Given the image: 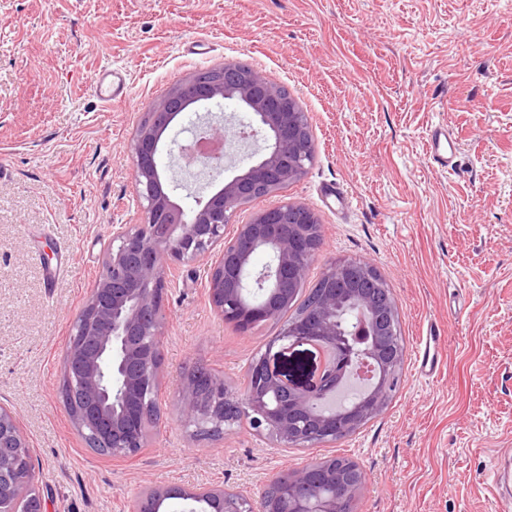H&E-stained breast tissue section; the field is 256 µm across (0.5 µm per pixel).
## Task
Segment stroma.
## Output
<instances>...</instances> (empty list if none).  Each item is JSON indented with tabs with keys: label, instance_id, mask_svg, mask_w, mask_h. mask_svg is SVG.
Here are the masks:
<instances>
[{
	"label": "stroma",
	"instance_id": "obj_1",
	"mask_svg": "<svg viewBox=\"0 0 512 512\" xmlns=\"http://www.w3.org/2000/svg\"><path fill=\"white\" fill-rule=\"evenodd\" d=\"M239 63L298 97L315 158L280 202L315 210L323 246L307 285L338 260L370 263L400 309L401 384L386 410L321 448H278L248 422L217 440L179 422L186 371L234 389L281 325L246 332L212 307L203 263L175 265L158 401L133 457L88 448L61 398L74 314L116 224H139L133 138L194 73ZM128 78L101 103L94 72ZM458 140L455 170L429 130ZM67 273L45 281L62 247ZM439 371L421 377L423 336ZM0 404L33 449L45 512H127L146 490L224 487L259 499L278 474L345 457L366 482L354 512H512L490 461L512 449V0H0ZM430 153L434 163L441 169H453L456 158V141L444 127L436 125L430 130Z\"/></svg>",
	"mask_w": 512,
	"mask_h": 512
}]
</instances>
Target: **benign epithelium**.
I'll list each match as a JSON object with an SVG mask.
<instances>
[{
	"label": "benign epithelium",
	"mask_w": 512,
	"mask_h": 512,
	"mask_svg": "<svg viewBox=\"0 0 512 512\" xmlns=\"http://www.w3.org/2000/svg\"><path fill=\"white\" fill-rule=\"evenodd\" d=\"M232 101L251 114L248 128L261 139L256 160L218 183L208 197L185 212L166 174L161 151L174 157L182 144L171 135L191 105ZM308 117L298 98L249 66L226 63L200 71L173 87L140 124L132 147L133 167L145 220L112 232L99 275L70 330L63 358L60 394L90 448L114 457L136 455L147 429L161 416L156 399L162 367L163 297L174 263L211 258L207 264L210 302L224 321L247 328L278 321L305 282L322 241V226L311 208L285 202L257 211L249 223L232 218L243 204L271 196L299 180L313 160ZM268 261L253 270L254 256ZM356 307L369 324L375 354L351 361L348 334L336 328L345 307ZM399 305L382 275L361 261L332 263L304 317L285 323L266 351L247 368L242 390L204 375L205 396L187 380L180 392L181 423L195 438L222 435L227 403L245 411L249 425L283 448H315L336 435L358 430L381 414L396 392L404 357L395 341ZM317 349L321 368L310 383L288 379V350ZM30 444L14 412L0 405V504L18 512L25 488L34 484ZM312 469L273 480L300 502L315 493ZM191 499L203 512H279L277 501H257L223 487L192 491L175 486L151 490L131 501L129 512H150L154 500Z\"/></svg>",
	"instance_id": "obj_1"
}]
</instances>
